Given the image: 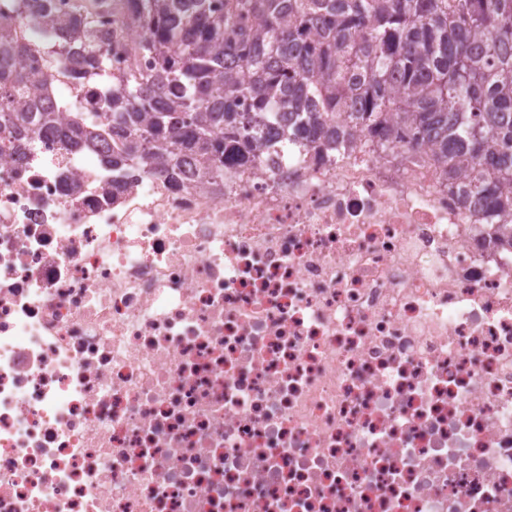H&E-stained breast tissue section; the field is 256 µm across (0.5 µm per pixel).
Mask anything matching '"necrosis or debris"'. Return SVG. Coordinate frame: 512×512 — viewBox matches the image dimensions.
Masks as SVG:
<instances>
[{"label": "necrosis or debris", "instance_id": "necrosis-or-debris-1", "mask_svg": "<svg viewBox=\"0 0 512 512\" xmlns=\"http://www.w3.org/2000/svg\"><path fill=\"white\" fill-rule=\"evenodd\" d=\"M52 100L96 111L139 31ZM286 142L172 185L0 134V512H512V247L431 162Z\"/></svg>", "mask_w": 512, "mask_h": 512}]
</instances>
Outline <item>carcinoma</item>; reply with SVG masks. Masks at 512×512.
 Instances as JSON below:
<instances>
[{"instance_id":"obj_1","label":"carcinoma","mask_w":512,"mask_h":512,"mask_svg":"<svg viewBox=\"0 0 512 512\" xmlns=\"http://www.w3.org/2000/svg\"><path fill=\"white\" fill-rule=\"evenodd\" d=\"M102 0L50 24L65 39L91 25ZM140 30L132 64L98 99L111 151L104 167L137 161L178 185L182 166L208 179L224 166L278 151L282 112H305L293 138L323 150L374 132L426 147L448 188L512 211V0H131ZM16 20L0 16V132H51L95 146L96 112L57 120L51 69ZM74 66L105 71L93 40L72 47Z\"/></svg>"}]
</instances>
